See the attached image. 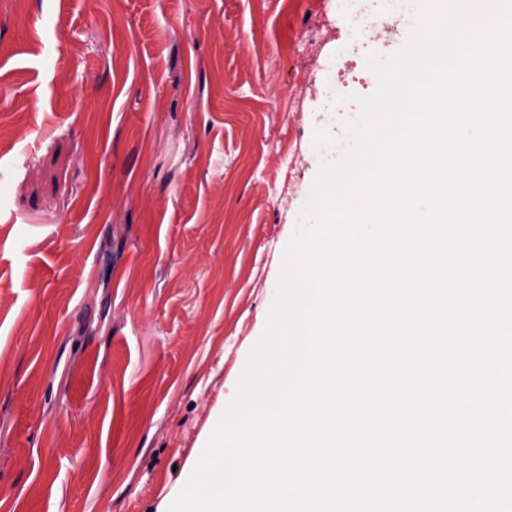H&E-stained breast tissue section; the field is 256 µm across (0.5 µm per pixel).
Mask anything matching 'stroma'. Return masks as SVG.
Here are the masks:
<instances>
[{"mask_svg": "<svg viewBox=\"0 0 512 512\" xmlns=\"http://www.w3.org/2000/svg\"><path fill=\"white\" fill-rule=\"evenodd\" d=\"M0 0V512H169L343 133L336 0Z\"/></svg>", "mask_w": 512, "mask_h": 512, "instance_id": "obj_1", "label": "stroma"}]
</instances>
